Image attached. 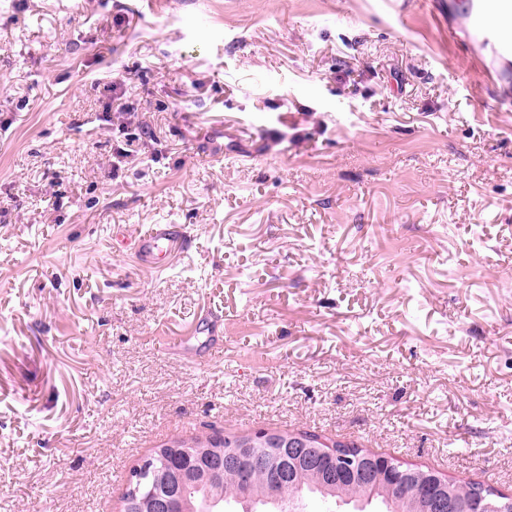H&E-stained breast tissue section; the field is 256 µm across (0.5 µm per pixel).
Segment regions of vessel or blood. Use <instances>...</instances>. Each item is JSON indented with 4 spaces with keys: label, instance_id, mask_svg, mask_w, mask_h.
<instances>
[{
    "label": "vessel or blood",
    "instance_id": "1",
    "mask_svg": "<svg viewBox=\"0 0 512 512\" xmlns=\"http://www.w3.org/2000/svg\"><path fill=\"white\" fill-rule=\"evenodd\" d=\"M459 16L465 36L484 61V78L500 85L502 101L512 100V0H463ZM172 225L157 224L135 237L132 247L146 262L157 264L173 251Z\"/></svg>",
    "mask_w": 512,
    "mask_h": 512
}]
</instances>
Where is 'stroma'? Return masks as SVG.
<instances>
[{
	"label": "stroma",
	"mask_w": 512,
	"mask_h": 512,
	"mask_svg": "<svg viewBox=\"0 0 512 512\" xmlns=\"http://www.w3.org/2000/svg\"><path fill=\"white\" fill-rule=\"evenodd\" d=\"M482 70L448 0H0V512H119L157 446L259 429L512 493ZM155 224L164 270L120 242ZM126 80L123 78H116L115 81L112 82L111 91L113 93L112 101L108 102L103 107V116L100 119L101 121L111 122L112 121V115L108 112H121L122 115H126L125 118L127 121H131L132 118V110H133V104H130L124 100L123 103H118L116 106V109H114V103L121 102L123 98L126 96L127 89H126ZM115 95V96H114Z\"/></svg>",
	"instance_id": "stroma-1"
}]
</instances>
